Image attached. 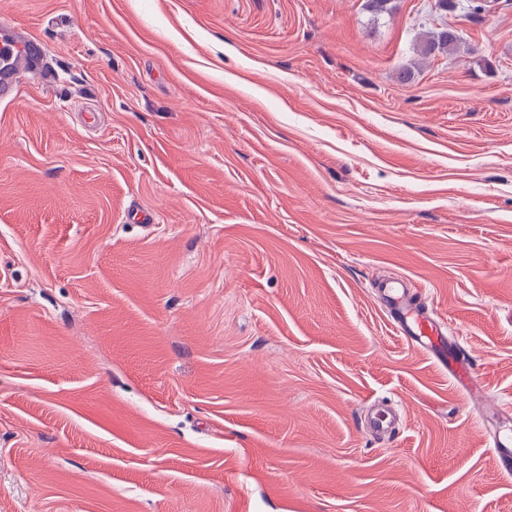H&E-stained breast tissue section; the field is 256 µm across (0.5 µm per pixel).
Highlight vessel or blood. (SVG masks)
I'll return each mask as SVG.
<instances>
[{"mask_svg":"<svg viewBox=\"0 0 512 512\" xmlns=\"http://www.w3.org/2000/svg\"><path fill=\"white\" fill-rule=\"evenodd\" d=\"M47 73L46 48L37 38L0 23V98H15L17 79L24 71ZM372 288L390 317L395 330L412 347L429 355L449 379L468 396L483 389L482 374L474 360L454 337L449 336L443 318L427 299L423 289L403 277L383 276ZM399 415L381 406L365 419L368 430L394 435ZM486 444L492 448L498 468L512 473V430L489 429Z\"/></svg>","mask_w":512,"mask_h":512,"instance_id":"1","label":"vessel or blood"}]
</instances>
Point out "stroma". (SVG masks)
Segmentation results:
<instances>
[{
  "instance_id": "1",
  "label": "stroma",
  "mask_w": 512,
  "mask_h": 512,
  "mask_svg": "<svg viewBox=\"0 0 512 512\" xmlns=\"http://www.w3.org/2000/svg\"><path fill=\"white\" fill-rule=\"evenodd\" d=\"M2 20L56 79L0 99V512H512L479 413L512 408V0ZM443 27L458 49L421 56ZM378 274L451 320L481 399L396 334ZM467 1V5H464ZM487 3L486 0H436V7L440 11H465L470 17H478L486 11ZM399 415L391 407L381 406L373 409L365 418L368 430L391 437L396 433Z\"/></svg>"
}]
</instances>
